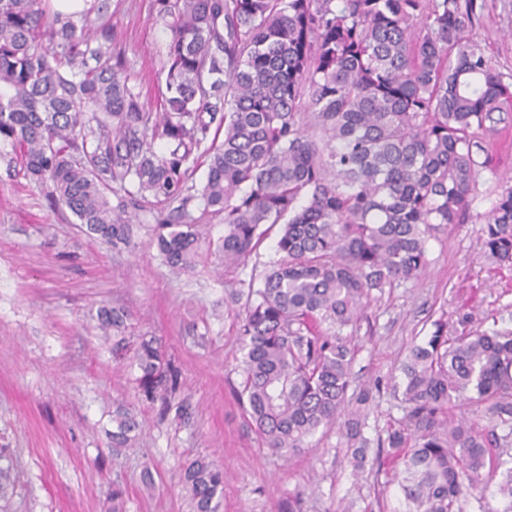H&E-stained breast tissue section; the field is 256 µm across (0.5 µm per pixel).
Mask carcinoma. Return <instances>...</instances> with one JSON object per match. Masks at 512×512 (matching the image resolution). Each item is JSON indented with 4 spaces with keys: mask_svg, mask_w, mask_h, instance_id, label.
<instances>
[{
    "mask_svg": "<svg viewBox=\"0 0 512 512\" xmlns=\"http://www.w3.org/2000/svg\"><path fill=\"white\" fill-rule=\"evenodd\" d=\"M155 5L170 33L161 112L145 107L112 49L106 0L79 15L0 0V145L20 151L53 207L114 246L129 243L135 212L149 211L173 269L190 266L198 224L213 216H224L226 266L280 227L279 258L247 292L237 396L267 448L296 452L347 405L354 350L323 325L357 323L372 291L425 270L433 230L463 222L480 154L512 118V83L470 36L476 0ZM481 248L512 267L511 187L485 219ZM97 322L123 351L125 311L103 306ZM434 327L401 366L414 428L387 436L406 512H466L492 481L504 502L495 512H512V459L496 452L512 444V327ZM132 365L160 418L190 421L181 369L156 337H138ZM456 399L485 407L492 425L443 418ZM112 422L110 447H134L135 414L118 407ZM15 478L14 454L0 448V501ZM182 483L194 512H217L222 468L199 458Z\"/></svg>",
    "mask_w": 512,
    "mask_h": 512,
    "instance_id": "carcinoma-1",
    "label": "carcinoma"
}]
</instances>
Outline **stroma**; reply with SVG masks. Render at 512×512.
Instances as JSON below:
<instances>
[{"instance_id": "stroma-1", "label": "stroma", "mask_w": 512, "mask_h": 512, "mask_svg": "<svg viewBox=\"0 0 512 512\" xmlns=\"http://www.w3.org/2000/svg\"><path fill=\"white\" fill-rule=\"evenodd\" d=\"M108 15L141 100L160 107L168 33L155 0H109ZM475 38L493 66L512 75V0H476ZM512 187V126L490 148L463 223L432 232L426 270L372 292L361 320L342 332L355 349L349 398L368 393L360 435L346 426L318 431L303 451L275 456L239 405V308L234 290L260 282L276 259L269 236L244 265L225 269L224 225L202 224L188 270L172 269L141 212L128 245L115 248L50 208L46 190L12 157L0 156V448L14 450L19 477L7 512H107L120 491L122 512H193L180 477L195 459L223 466L219 512H403L395 468L382 449L403 424L395 388L410 346L435 321L458 325L476 312L484 328L512 311V269L480 252L479 235L499 193ZM124 308L131 334L160 337L182 369L191 425L159 420L142 400L128 357L112 353L96 329L98 307ZM131 408L136 447L109 448L112 412ZM364 448L363 472L352 452ZM150 469L151 481L142 478Z\"/></svg>"}]
</instances>
